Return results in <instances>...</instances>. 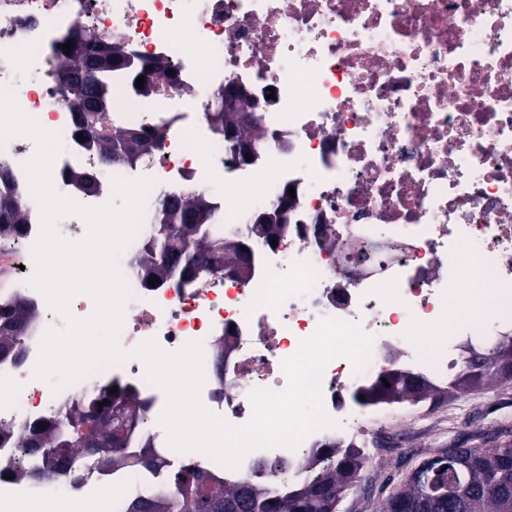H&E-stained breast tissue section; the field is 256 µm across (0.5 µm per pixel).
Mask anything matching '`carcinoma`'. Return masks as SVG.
Returning <instances> with one entry per match:
<instances>
[{
    "mask_svg": "<svg viewBox=\"0 0 512 512\" xmlns=\"http://www.w3.org/2000/svg\"><path fill=\"white\" fill-rule=\"evenodd\" d=\"M83 38L87 45L83 55L64 52L60 43L53 45L51 53L56 79H63L68 71L75 73L69 82V108L74 114H84V127H75V132L82 133V148L102 168H133L137 164L134 157L149 156L159 146L161 133L157 128L143 129L139 138L130 137L133 130L116 118L125 89L112 88V72L122 73L128 88L143 96L145 92L136 87L141 68L117 62L129 52L125 43L87 31ZM204 116L212 132L223 139L225 152L236 155L237 139H230L226 133V127L236 121V113L224 111V93L211 98ZM214 214L215 206L201 191H190L182 198H159L154 223L144 239L140 268L148 275L161 270L166 281H185L214 264H236L241 259L242 244L213 234ZM30 220L25 197L15 189L11 178L0 177V237L15 238L25 233ZM35 310V305L20 304L16 299L0 306V348L17 351L18 336L34 319ZM510 342L512 336L501 338L487 358L512 366ZM474 352L473 348L463 351L457 370L444 387L420 375V385L412 391L404 380L406 371L393 368L355 389L353 401L360 406L427 400L437 403L498 380L494 369L468 362ZM386 381L390 386L384 385ZM110 388L109 384L81 397L45 426L32 428L31 436L38 437L45 449L42 475L49 476L58 469L57 459L49 456L51 452L67 458L71 465L87 456L98 457L102 469L124 462L120 451L126 447V439L112 430L116 408L104 403L112 397ZM491 441L490 445L457 450L470 465L453 489H448V469L434 466L428 472L430 487L420 492L406 481L397 485L385 500L383 512H394V503L401 499L415 504L416 512H512V471L503 465L504 456L512 454V440L504 442L494 436ZM334 448L336 461L318 478H306L299 488L279 496L269 495L249 480L216 484L206 494L203 473L193 466H181L171 470L156 498L132 500L129 512H134L140 502L151 512H324L323 489L332 486L341 492L354 486L365 462V456L354 445L338 443Z\"/></svg>",
    "mask_w": 512,
    "mask_h": 512,
    "instance_id": "cac0c4a2",
    "label": "carcinoma"
}]
</instances>
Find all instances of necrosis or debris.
<instances>
[{
	"label": "necrosis or debris",
	"mask_w": 512,
	"mask_h": 512,
	"mask_svg": "<svg viewBox=\"0 0 512 512\" xmlns=\"http://www.w3.org/2000/svg\"><path fill=\"white\" fill-rule=\"evenodd\" d=\"M82 28L161 59L174 73V83L150 95V110L121 112L129 127L156 126L163 135L146 173L152 186L141 223L159 195L229 172L232 180L210 194L225 236H247L255 216L283 199L288 233L283 247L258 245L245 276L219 270L148 288L135 264L143 234L135 232L117 256L130 291L118 344L129 358L102 361L49 391L34 377L54 322L29 283L41 228L24 168L31 155L25 137L0 144V165L31 212L21 256L0 252V304L21 296L39 311L19 361L0 360V424L24 430L111 383L145 406L127 466L99 471L89 462L81 473L38 479L31 472L41 458L0 444V512L48 497L126 512L130 499L162 486L137 462L147 446L162 461L195 466L209 482L246 478L284 493L286 477L306 460L332 462L337 436L370 448L393 437L385 407L360 413L345 398L378 377L386 351L401 349L402 368L444 380L462 340L512 334V0H0V89L13 90L19 72L30 75L17 103L66 149L53 166L56 190L100 206L112 196L111 180L87 194L69 179L90 162L48 51ZM239 87L252 98L257 125L275 136L253 164L227 155L202 115V98ZM255 183L262 193L241 199ZM465 254L492 274L495 312L483 326L445 314L449 298L469 294ZM325 319L359 324L373 338L364 371L344 357L323 371L332 426L293 449L253 450L236 468L169 445L160 424L166 396L135 348L152 341L173 352L201 342L200 399L241 425L251 405L237 386L283 391L285 360ZM441 325L448 339L436 353L408 344L417 329Z\"/></svg>",
	"instance_id": "necrosis-or-debris-1"
}]
</instances>
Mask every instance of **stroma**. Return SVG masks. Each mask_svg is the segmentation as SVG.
<instances>
[{
    "label": "stroma",
    "instance_id": "1",
    "mask_svg": "<svg viewBox=\"0 0 512 512\" xmlns=\"http://www.w3.org/2000/svg\"><path fill=\"white\" fill-rule=\"evenodd\" d=\"M410 403L393 405L398 445L369 457L355 488L340 496L338 512H381L390 491L423 460L437 455L449 443L481 445L488 433L512 429V380L496 382L461 397L447 400L433 411L445 428L414 430L406 420Z\"/></svg>",
    "mask_w": 512,
    "mask_h": 512
}]
</instances>
